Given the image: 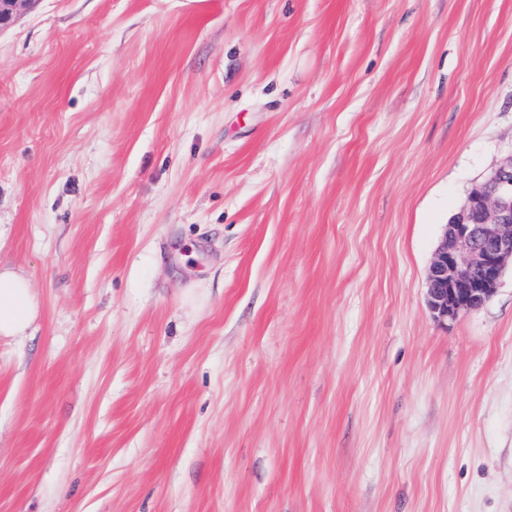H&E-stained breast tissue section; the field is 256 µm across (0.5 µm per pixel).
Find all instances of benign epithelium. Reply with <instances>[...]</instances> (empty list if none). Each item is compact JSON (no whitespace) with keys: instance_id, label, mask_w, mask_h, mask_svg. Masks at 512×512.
Returning <instances> with one entry per match:
<instances>
[{"instance_id":"obj_1","label":"benign epithelium","mask_w":512,"mask_h":512,"mask_svg":"<svg viewBox=\"0 0 512 512\" xmlns=\"http://www.w3.org/2000/svg\"><path fill=\"white\" fill-rule=\"evenodd\" d=\"M35 0H0V28ZM512 267V155L469 193L445 225L427 270V303L440 322L485 304Z\"/></svg>"}]
</instances>
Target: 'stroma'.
<instances>
[{"label": "stroma", "mask_w": 512, "mask_h": 512, "mask_svg": "<svg viewBox=\"0 0 512 512\" xmlns=\"http://www.w3.org/2000/svg\"><path fill=\"white\" fill-rule=\"evenodd\" d=\"M512 0H34L0 29V512H512ZM512 269V155L469 193L445 225L427 270V303L440 322L480 308ZM29 281L13 272L0 270V335L23 336L35 314Z\"/></svg>", "instance_id": "obj_1"}]
</instances>
